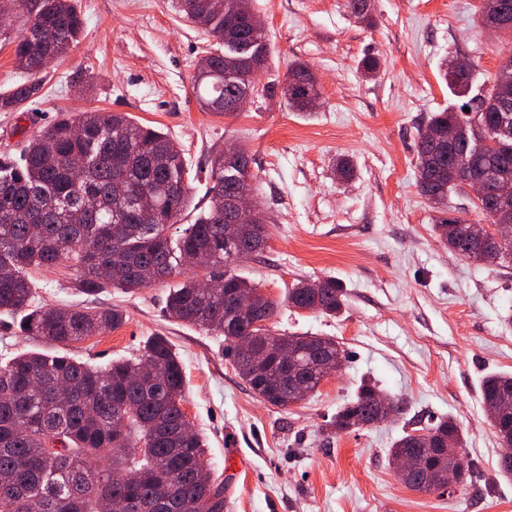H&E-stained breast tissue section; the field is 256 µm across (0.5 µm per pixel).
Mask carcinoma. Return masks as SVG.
Masks as SVG:
<instances>
[{
    "label": "carcinoma",
    "mask_w": 512,
    "mask_h": 512,
    "mask_svg": "<svg viewBox=\"0 0 512 512\" xmlns=\"http://www.w3.org/2000/svg\"><path fill=\"white\" fill-rule=\"evenodd\" d=\"M179 11L205 27L218 49L208 52V68L197 71L194 89L202 106L225 113L224 102L256 89L258 69L270 47L265 28L251 24L250 0H178ZM512 21V0H485L483 24L496 10ZM24 13V25L8 37L14 60L29 79L0 94V111L17 112L42 88L41 64L69 53L80 39L83 20L72 0H0V36L6 23ZM456 95H469L474 67L456 78L444 73ZM282 93L288 108L306 112L318 85L307 64L288 68ZM457 111L432 115L425 129L439 139L448 122L459 126L458 144L417 142V186L436 204L460 185L440 169L488 172V195L496 183L512 181V102L502 103L488 89ZM253 157H226L218 151L208 161L210 204L177 240L170 228L192 201L191 169L180 146L167 135L122 112H86L57 120L35 134L18 163L0 161V313L21 316L19 329L29 336L66 346L99 336L124 322L117 309L35 307L33 269L64 265L74 270L87 294L107 287L132 290L167 281L191 267L205 271L187 277L167 300L168 315L224 337L240 378L266 402L288 407L310 397L323 381L324 357L343 366L345 351L329 336H294L252 326L237 297L258 299L257 314L272 318L280 301L259 284L236 273L244 256L260 253L254 244L267 240L265 220L240 216L235 239L225 237L224 200L252 174ZM149 196L151 213L138 199ZM448 249L474 263L466 220L448 217L436 225ZM493 260L512 262V239L492 240ZM306 288L288 289L286 303L301 310L336 316L345 292L333 278ZM298 354L306 393L294 396L281 382V351ZM377 384L363 381L355 396L327 422L329 434L356 432L378 422ZM512 396V374L492 373L481 383V397L497 439L512 438V410L500 409ZM182 362L163 336L149 338L135 358L105 367L80 362L66 353L30 351L0 362V512H102L105 497L127 502V512H141L144 502L169 497L165 512H224V484L208 486L199 478L206 467L200 434L181 429L185 402ZM396 440L392 461L414 457L405 485L435 492L446 480L448 440L463 445L450 417Z\"/></svg>",
    "instance_id": "cac0c4a2"
}]
</instances>
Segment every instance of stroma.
Instances as JSON below:
<instances>
[{"instance_id": "35a3bbf8", "label": "stroma", "mask_w": 512, "mask_h": 512, "mask_svg": "<svg viewBox=\"0 0 512 512\" xmlns=\"http://www.w3.org/2000/svg\"><path fill=\"white\" fill-rule=\"evenodd\" d=\"M268 34L260 92L231 116L204 109L193 88L213 46L174 0H75L79 44L48 70L40 97L0 112V155H19L27 137L63 115L125 112L179 143L192 169V203L180 227L209 205L205 174L228 144L255 159V200L267 216V246L237 268L280 300L273 332L331 336L346 353L341 371L289 407L257 397L234 371L223 337L166 313L169 284L131 292H83L63 266L39 271V306L119 309L124 324L66 346L104 366L135 355L148 337H167L184 371L192 424L206 441L212 476L224 482V512H512V475L484 411L480 383L512 372V266L476 264L450 252L435 226L443 216L480 219L469 194L447 208L417 188L416 142L428 116L461 105L443 78L447 64L477 67L475 89L501 61L506 38L485 30L480 0H374L373 26L347 0H251ZM381 58L372 77L358 63ZM306 63L320 90L309 112L288 108L280 89L292 62ZM355 174L341 179L336 160ZM336 278L345 309L328 317L285 306L301 279ZM0 316V360L56 352ZM404 399L405 414L327 437L323 428L362 380ZM452 417L473 464L455 493H419L396 476L388 453L404 433Z\"/></svg>"}]
</instances>
